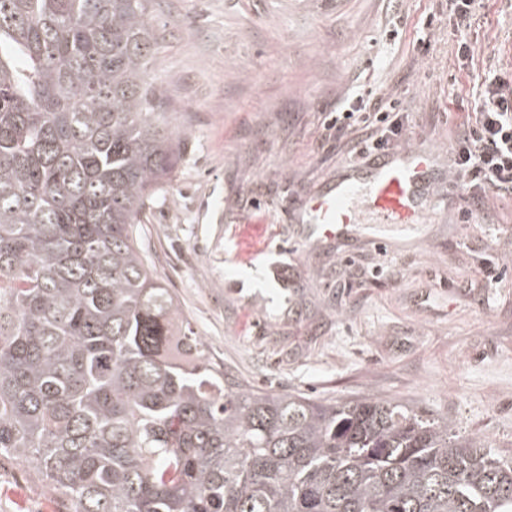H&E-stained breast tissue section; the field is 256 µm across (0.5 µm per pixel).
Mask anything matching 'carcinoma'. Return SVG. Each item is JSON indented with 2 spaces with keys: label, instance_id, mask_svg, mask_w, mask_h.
I'll return each mask as SVG.
<instances>
[{
  "label": "carcinoma",
  "instance_id": "carcinoma-1",
  "mask_svg": "<svg viewBox=\"0 0 512 512\" xmlns=\"http://www.w3.org/2000/svg\"><path fill=\"white\" fill-rule=\"evenodd\" d=\"M154 0H0V457L66 512H512V458L380 399L242 384L136 224L180 161Z\"/></svg>",
  "mask_w": 512,
  "mask_h": 512
}]
</instances>
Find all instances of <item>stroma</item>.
I'll return each mask as SVG.
<instances>
[{
	"mask_svg": "<svg viewBox=\"0 0 512 512\" xmlns=\"http://www.w3.org/2000/svg\"><path fill=\"white\" fill-rule=\"evenodd\" d=\"M457 21L452 0H157L150 76L181 159L138 229L181 320L241 381L394 400L512 457V195L460 186L427 223L369 225L386 250L296 239L297 197L364 146L326 128L357 97L398 102L403 138L450 169L486 80L512 71V0ZM0 512L62 507L0 457Z\"/></svg>",
	"mask_w": 512,
	"mask_h": 512,
	"instance_id": "1",
	"label": "stroma"
}]
</instances>
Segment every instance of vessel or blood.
<instances>
[{
  "instance_id": "b4317fda",
  "label": "vessel or blood",
  "mask_w": 512,
  "mask_h": 512,
  "mask_svg": "<svg viewBox=\"0 0 512 512\" xmlns=\"http://www.w3.org/2000/svg\"><path fill=\"white\" fill-rule=\"evenodd\" d=\"M438 154L408 142L342 165L335 178L304 197L305 242L364 234L376 224H419L431 205Z\"/></svg>"
}]
</instances>
